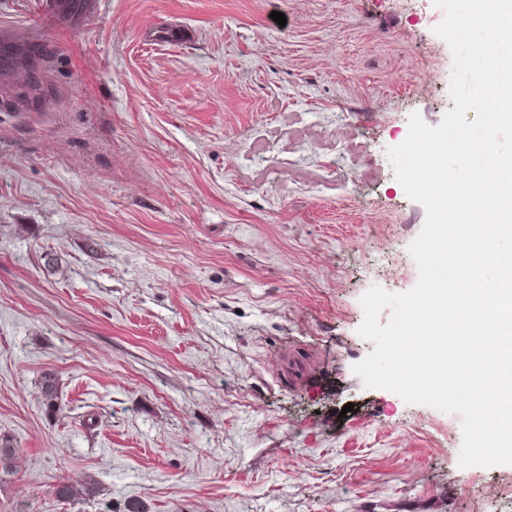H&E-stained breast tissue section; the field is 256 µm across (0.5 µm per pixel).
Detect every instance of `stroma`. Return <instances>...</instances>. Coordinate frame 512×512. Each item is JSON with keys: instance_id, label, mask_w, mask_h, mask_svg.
Returning <instances> with one entry per match:
<instances>
[{"instance_id": "35a3bbf8", "label": "stroma", "mask_w": 512, "mask_h": 512, "mask_svg": "<svg viewBox=\"0 0 512 512\" xmlns=\"http://www.w3.org/2000/svg\"><path fill=\"white\" fill-rule=\"evenodd\" d=\"M40 2L0 0L43 58L0 78V512H512L459 414L353 371L362 296L419 280L387 151L454 107L443 10ZM42 404L47 410H56L59 400V381L54 372H45L40 380ZM55 494L59 500L74 503L93 497L96 494V485L92 480L88 479L63 481L57 486Z\"/></svg>"}]
</instances>
